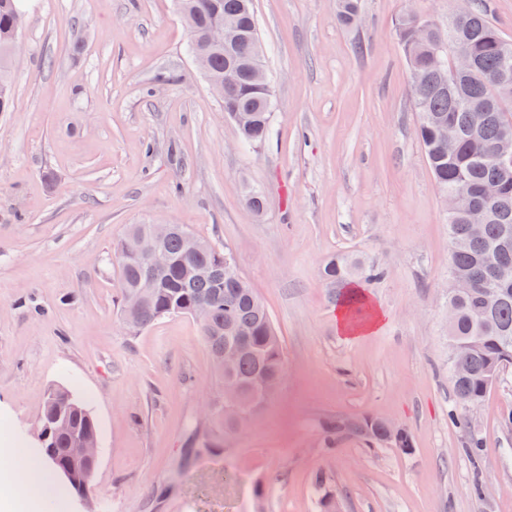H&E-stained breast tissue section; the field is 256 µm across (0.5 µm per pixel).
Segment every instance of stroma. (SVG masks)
Wrapping results in <instances>:
<instances>
[{"label":"stroma","instance_id":"stroma-1","mask_svg":"<svg viewBox=\"0 0 512 512\" xmlns=\"http://www.w3.org/2000/svg\"><path fill=\"white\" fill-rule=\"evenodd\" d=\"M455 4L361 0L349 27L336 0H253L273 135L245 149L175 0H25L0 112V448L44 469L36 425L63 387L99 426L97 512H319L320 472L344 512H512V370L459 412L478 461L449 418L448 219L394 30L409 9L447 26ZM159 223L227 248L277 328L285 379L246 433L224 432L196 319L120 321L113 247ZM347 252L388 271L362 286L382 314L367 336L338 333L340 290L320 276ZM365 416L403 424L411 452L322 448L324 420Z\"/></svg>","mask_w":512,"mask_h":512}]
</instances>
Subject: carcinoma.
<instances>
[{
  "instance_id": "carcinoma-1",
  "label": "carcinoma",
  "mask_w": 512,
  "mask_h": 512,
  "mask_svg": "<svg viewBox=\"0 0 512 512\" xmlns=\"http://www.w3.org/2000/svg\"><path fill=\"white\" fill-rule=\"evenodd\" d=\"M216 2L221 4L223 18L234 25L244 42L240 60L206 45V36L217 20L213 9ZM177 6L204 55L206 78H224V69L229 66L239 69L237 88L224 100V114L234 122L242 145L263 146L271 136L273 91L253 81L247 68L254 45L261 44L253 0H177ZM359 13L360 0H338V17L343 24H356ZM23 18L21 0H0V112L11 111L14 103L10 51L20 35ZM395 33L410 75H418L423 84L422 97L413 102L419 117L416 134L435 186L444 196L460 180L475 188L462 208L448 216L450 280L454 283L482 275L489 282L491 275L480 266L489 251H495L498 264L512 268V241L505 240V230H512V169H501L495 160L501 129L512 126V61L505 62L503 56V48H512V42L486 20L479 6L470 7L465 16H449L445 29L404 13L396 19ZM459 50L478 60L477 67L465 76L453 70ZM444 122L454 124L461 134L453 155L436 138V126ZM493 183L503 185L504 192L487 199L480 189ZM477 216L481 219L478 234L471 228ZM161 245L169 252L172 264L159 274L157 287L147 296L140 292L145 275L140 258L124 255L121 242L115 246V254L122 256L121 315L130 311L137 314L129 332L136 333L165 317L189 315L198 304L209 306L210 317L202 330L214 361L224 357L235 331H245L249 344L232 377H225L224 370L218 369L224 394L240 409L251 413L260 410L273 396L263 380L285 371L281 339L268 310L225 249L194 236L179 224ZM385 276L383 265L353 253L331 258L322 269V277L336 286L354 280L376 282ZM448 303L454 307L448 322V374L455 402L450 418L458 424L457 408L478 405L488 392L481 385V377L489 360L503 355L512 358V292L488 308L479 290L450 287ZM41 418L49 423L57 418L63 421L42 444L44 453L52 454L61 466L71 464L70 448L78 436L98 434L87 404L63 388L49 391ZM379 423L380 419L369 416L324 422L322 445L333 450L337 441L351 435L366 447L375 448ZM327 483L325 474L316 476L320 512H336V495L326 489Z\"/></svg>"
}]
</instances>
